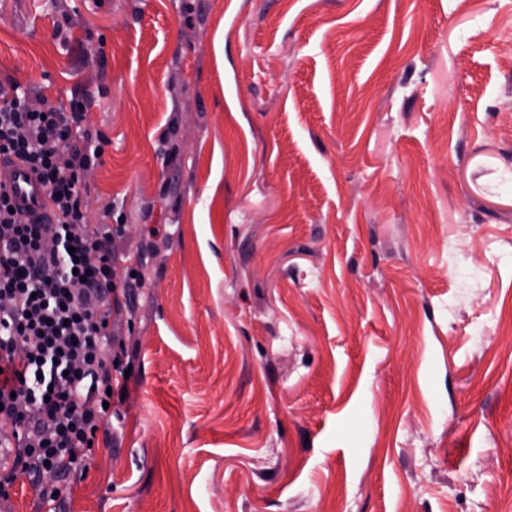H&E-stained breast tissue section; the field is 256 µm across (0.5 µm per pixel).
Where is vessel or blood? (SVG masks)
Returning <instances> with one entry per match:
<instances>
[{
  "mask_svg": "<svg viewBox=\"0 0 512 512\" xmlns=\"http://www.w3.org/2000/svg\"><path fill=\"white\" fill-rule=\"evenodd\" d=\"M0 184L9 191L22 216L30 221H48L50 204L47 190L38 175L16 158L0 159Z\"/></svg>",
  "mask_w": 512,
  "mask_h": 512,
  "instance_id": "1",
  "label": "vessel or blood"
}]
</instances>
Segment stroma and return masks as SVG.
I'll return each mask as SVG.
<instances>
[{"mask_svg":"<svg viewBox=\"0 0 512 512\" xmlns=\"http://www.w3.org/2000/svg\"><path fill=\"white\" fill-rule=\"evenodd\" d=\"M10 82L146 279L56 512H512V0H0Z\"/></svg>","mask_w":512,"mask_h":512,"instance_id":"obj_1","label":"stroma"}]
</instances>
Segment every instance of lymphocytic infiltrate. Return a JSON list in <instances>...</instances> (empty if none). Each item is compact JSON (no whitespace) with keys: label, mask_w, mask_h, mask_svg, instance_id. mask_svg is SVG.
<instances>
[{"label":"lymphocytic infiltrate","mask_w":512,"mask_h":512,"mask_svg":"<svg viewBox=\"0 0 512 512\" xmlns=\"http://www.w3.org/2000/svg\"><path fill=\"white\" fill-rule=\"evenodd\" d=\"M79 102L30 108L0 87V156L27 162L48 189L52 218L27 222L0 191V501L27 475L42 504L65 490L45 472L87 471L91 443L112 423L131 359L112 330L120 307L112 240L120 224L87 221L81 175L103 155Z\"/></svg>","instance_id":"1"}]
</instances>
